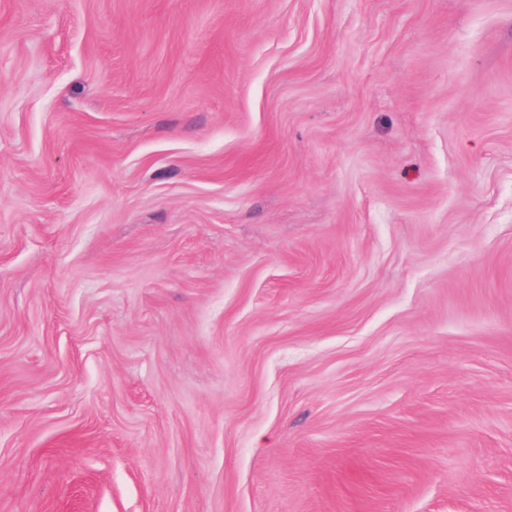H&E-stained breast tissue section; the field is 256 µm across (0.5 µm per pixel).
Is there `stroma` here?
<instances>
[{"label":"stroma","instance_id":"obj_1","mask_svg":"<svg viewBox=\"0 0 512 512\" xmlns=\"http://www.w3.org/2000/svg\"><path fill=\"white\" fill-rule=\"evenodd\" d=\"M0 512H512V0H0Z\"/></svg>","mask_w":512,"mask_h":512}]
</instances>
